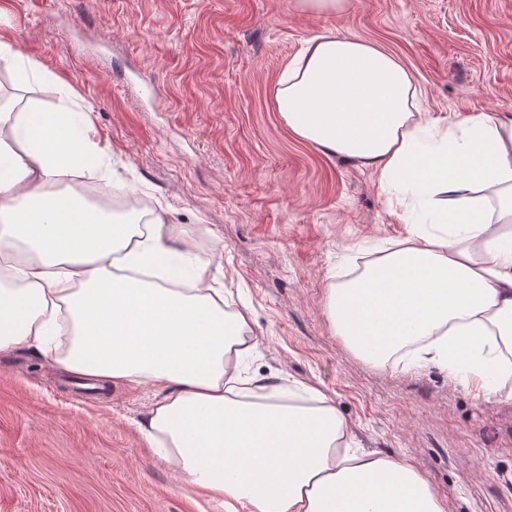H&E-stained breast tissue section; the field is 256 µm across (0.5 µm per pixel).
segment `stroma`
I'll return each instance as SVG.
<instances>
[{"mask_svg": "<svg viewBox=\"0 0 512 512\" xmlns=\"http://www.w3.org/2000/svg\"><path fill=\"white\" fill-rule=\"evenodd\" d=\"M328 30L399 57L441 127L512 113V0H349L339 15L299 0H0V40L42 72L16 99L58 110L69 84L113 183L180 226L227 310L249 309L243 375L317 385L358 446L411 459L448 512H512V405L434 366L366 364L329 325L330 284L407 227L378 175L276 108L283 67ZM73 382L28 349L0 352V512H223L140 434L156 388Z\"/></svg>", "mask_w": 512, "mask_h": 512, "instance_id": "obj_1", "label": "stroma"}]
</instances>
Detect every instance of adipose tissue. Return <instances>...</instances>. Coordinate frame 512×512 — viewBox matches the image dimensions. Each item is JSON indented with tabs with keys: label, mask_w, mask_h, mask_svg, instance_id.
<instances>
[{
	"label": "adipose tissue",
	"mask_w": 512,
	"mask_h": 512,
	"mask_svg": "<svg viewBox=\"0 0 512 512\" xmlns=\"http://www.w3.org/2000/svg\"><path fill=\"white\" fill-rule=\"evenodd\" d=\"M402 61L326 32L284 67L274 99L291 131L354 159L419 203L405 237L333 284L328 317L365 362L434 365L512 404V114L439 129ZM81 109L0 100V245L26 255L0 281V351L65 372L151 385L138 426L157 460L231 512H446L409 460L353 446L319 388L281 400L284 377L242 376L257 345L178 225L107 216L72 190L110 179Z\"/></svg>",
	"instance_id": "1"
}]
</instances>
